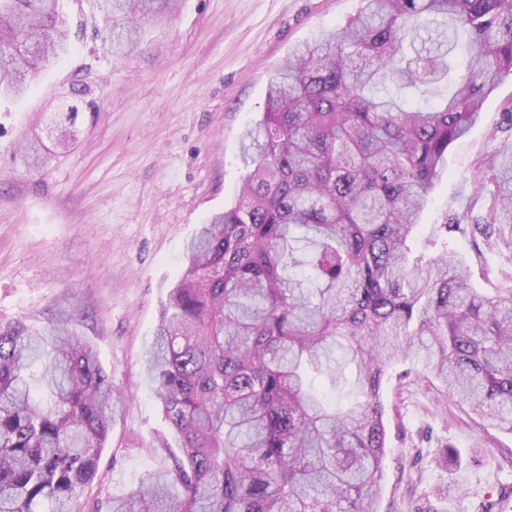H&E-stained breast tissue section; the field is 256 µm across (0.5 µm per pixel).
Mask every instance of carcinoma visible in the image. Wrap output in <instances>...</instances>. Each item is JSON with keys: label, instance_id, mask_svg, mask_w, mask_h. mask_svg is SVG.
Returning a JSON list of instances; mask_svg holds the SVG:
<instances>
[{"label": "carcinoma", "instance_id": "cac0c4a2", "mask_svg": "<svg viewBox=\"0 0 512 512\" xmlns=\"http://www.w3.org/2000/svg\"><path fill=\"white\" fill-rule=\"evenodd\" d=\"M113 48L177 0H98ZM467 34L455 61L458 32ZM61 0H0V97L67 55ZM512 75V0H362L289 55L242 140L238 202L168 289L146 373L171 465L110 512H378L394 369L512 434V277L481 292L456 234L512 246V145L463 225L420 216L448 146ZM40 136L21 146L45 162ZM326 375L354 400L330 406ZM122 402L76 328L0 323V512H83Z\"/></svg>", "mask_w": 512, "mask_h": 512}]
</instances>
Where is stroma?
Instances as JSON below:
<instances>
[{
	"mask_svg": "<svg viewBox=\"0 0 512 512\" xmlns=\"http://www.w3.org/2000/svg\"><path fill=\"white\" fill-rule=\"evenodd\" d=\"M361 0H181L146 23L137 51L110 48L96 0H64L71 53L42 70L20 99H0V321L40 330L72 320L124 400L98 471L80 498L108 509L169 465L168 427L144 358L184 247L209 214L238 200L246 164L239 142L259 119L269 83L292 49L344 24ZM77 143L55 148L37 118L72 88ZM512 76L486 99L482 119L448 148L420 218L422 233L468 211L478 164L512 131ZM42 135L52 152L28 169L20 145ZM453 248L475 288L512 275V248L459 235ZM387 454L379 512H512V435L482 427L424 382L389 381ZM447 453L448 467L435 463Z\"/></svg>",
	"mask_w": 512,
	"mask_h": 512,
	"instance_id": "35a3bbf8",
	"label": "stroma"
}]
</instances>
